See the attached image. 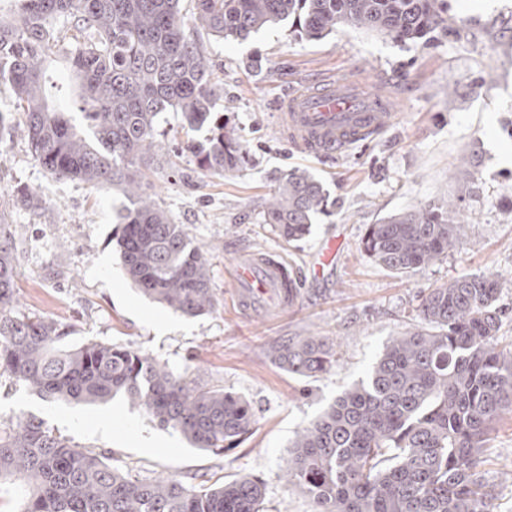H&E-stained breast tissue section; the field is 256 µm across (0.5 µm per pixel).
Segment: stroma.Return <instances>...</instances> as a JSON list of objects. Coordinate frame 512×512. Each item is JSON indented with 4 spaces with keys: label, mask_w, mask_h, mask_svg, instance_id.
<instances>
[{
    "label": "stroma",
    "mask_w": 512,
    "mask_h": 512,
    "mask_svg": "<svg viewBox=\"0 0 512 512\" xmlns=\"http://www.w3.org/2000/svg\"><path fill=\"white\" fill-rule=\"evenodd\" d=\"M447 2V33L425 42L349 27L308 41L294 18L244 41L195 30L218 78L214 109L238 136L247 163L224 175L200 170L179 144L205 143L208 128L185 132L182 114L165 112L139 193L207 253L216 305L199 316L157 304L130 282L115 247L128 203L122 189L50 175L29 151L11 86L0 83V209L18 271L15 311L54 318L76 344L143 351L199 385L246 397L256 415L252 434L216 455L125 397L75 406L38 397L4 375L0 426L34 415L71 445L107 453L133 478L174 477L198 487L247 475L265 485L264 512H310L306 495L285 478L297 433L366 378L384 346L415 321L423 291L462 275L498 274V335L512 340V0ZM328 78L359 79L387 95L388 124L345 153L309 157L284 139L278 102ZM293 170L319 180L328 203L309 235L288 243L263 216L273 188ZM20 185L37 192V207L16 200ZM450 201L464 232L443 261L400 276L361 251L366 225ZM331 238L341 242L336 257L318 278L305 277ZM250 256L302 273L295 305L274 302L257 314L233 299L225 274ZM294 336L335 338L336 367L306 380L277 367L270 345ZM104 416L110 424L102 430ZM481 470L497 512H512V415L489 434Z\"/></svg>",
    "instance_id": "obj_1"
}]
</instances>
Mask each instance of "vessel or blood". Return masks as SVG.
<instances>
[{
  "mask_svg": "<svg viewBox=\"0 0 512 512\" xmlns=\"http://www.w3.org/2000/svg\"><path fill=\"white\" fill-rule=\"evenodd\" d=\"M280 108L283 134L312 156L341 153L387 125L386 97L355 80L296 90L283 99ZM233 286L240 304L252 309L268 293L283 300L288 297L284 266L265 258L242 260L235 269Z\"/></svg>",
  "mask_w": 512,
  "mask_h": 512,
  "instance_id": "1",
  "label": "vessel or blood"
}]
</instances>
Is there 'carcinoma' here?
<instances>
[{
  "instance_id": "1",
  "label": "carcinoma",
  "mask_w": 512,
  "mask_h": 512,
  "mask_svg": "<svg viewBox=\"0 0 512 512\" xmlns=\"http://www.w3.org/2000/svg\"><path fill=\"white\" fill-rule=\"evenodd\" d=\"M305 14L300 35L319 40L339 27L415 42L448 29L447 0H194L193 21L224 39ZM71 31L69 40L60 30ZM71 69L81 128L54 98L46 60ZM0 81L12 87L32 156L59 180L119 185L128 198L116 244L130 280L149 298L198 316L215 307L208 260L185 228L134 192L158 115L173 110L190 129L212 125L207 145L184 142L204 171H236L245 152L214 115L212 71L187 31L182 0H22L0 21ZM327 200L323 185L289 173L263 223L284 241L310 232ZM0 214V375L54 401L92 405L122 394L194 447L217 455L254 429L248 400L200 388L139 350L70 344L46 317L17 314L16 265ZM464 224L451 205L403 211L367 226L362 250L407 275L448 256ZM500 288L468 275L427 289L414 328L394 337L366 379L346 389L303 428L287 461L288 482L312 512H494L479 470L491 425L512 412V342L497 336ZM336 340L295 336L270 357L299 378L336 365ZM31 486L24 512H263V482L237 480L197 489L176 478L140 481L107 457L72 446L29 415L0 428V477Z\"/></svg>"
}]
</instances>
